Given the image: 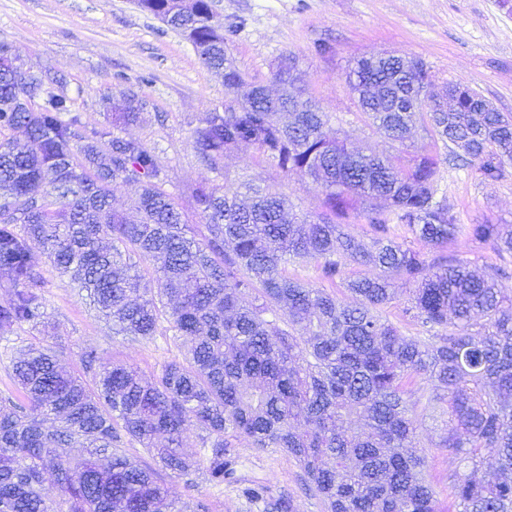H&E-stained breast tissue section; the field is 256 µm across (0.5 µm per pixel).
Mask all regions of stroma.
<instances>
[{
	"label": "stroma",
	"instance_id": "obj_1",
	"mask_svg": "<svg viewBox=\"0 0 512 512\" xmlns=\"http://www.w3.org/2000/svg\"><path fill=\"white\" fill-rule=\"evenodd\" d=\"M217 20L240 22L229 43L238 68L252 81L268 84L287 54L295 55L304 85L319 100L331 121L364 152L399 157L410 164L429 136L414 127L404 143L387 138L359 110L346 74L354 60L372 51H387L423 60L440 95L447 83L479 92L500 112L512 116V12L499 0H213ZM0 43L8 44L25 68L56 76L53 90L71 98L86 128L112 121L102 93L105 88L143 90L148 110L140 122L119 126L151 149L166 174L171 195L196 235L205 226L190 205L191 188L201 183L241 188L250 182L284 193L296 210L310 216L321 210L322 192L310 179L284 176L267 164L256 147L241 143L226 152L223 172L197 158L192 140L206 110L222 106L224 78L199 61L189 41L134 0H0ZM329 53H318L319 44ZM442 184L448 205L461 224L512 225V165L496 182L483 181L471 164H448ZM449 252L477 269L498 265L508 272L503 288L512 289V257L495 255L489 246L462 235ZM49 325L41 334L63 354V363L79 370L78 354L91 345L108 360L138 369L146 378L160 376L163 366L183 349L162 330L138 341L113 334L68 279L42 267ZM413 414L418 421L426 477L440 512L454 505L452 475L461 470L459 456L438 447L448 422L445 405L429 406L430 384H415ZM238 480L216 485L203 480L197 498L209 512H260L242 495L261 484L273 495L290 496L295 512H326L321 497L307 491L299 464L276 448H252L239 439L234 450Z\"/></svg>",
	"mask_w": 512,
	"mask_h": 512
}]
</instances>
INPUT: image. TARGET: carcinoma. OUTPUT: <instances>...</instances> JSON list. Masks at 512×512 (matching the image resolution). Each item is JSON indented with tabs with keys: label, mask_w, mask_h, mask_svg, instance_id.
<instances>
[{
	"label": "carcinoma",
	"mask_w": 512,
	"mask_h": 512,
	"mask_svg": "<svg viewBox=\"0 0 512 512\" xmlns=\"http://www.w3.org/2000/svg\"><path fill=\"white\" fill-rule=\"evenodd\" d=\"M159 17L188 14L172 26L196 47L200 62L224 74L227 98L193 132L198 159L213 170L240 142L257 147L285 176L322 188V213L291 212L282 193L253 190L249 201L219 186L192 191L207 235H188L183 213L162 185L166 174L136 139L108 127L86 132L70 100L44 88L26 100L36 78L0 71V331L48 324L38 261L66 277L96 316L132 340L189 339L183 357L146 381L129 365L82 349L81 370L61 364L41 341L0 353L15 395L0 396V512H186L156 472L127 453L133 442L165 474L195 487L205 463L210 480L235 483L232 439L279 448L304 472L305 485L329 512H438L426 482V457L410 415V380L433 387L448 405L438 447L466 465L453 476L458 512H512V291L499 287L500 267L477 276L454 254L433 258L396 241L391 225L444 248L465 234L512 256V229L456 222L436 199L441 162L422 151L399 169L394 160L349 149L347 137L306 88L296 62L281 58L271 74L281 94L248 82L228 54L237 25L215 22L210 0H138ZM407 75L372 52L347 75L362 114L401 141L418 119L498 181L512 164V116L486 111L483 96L455 85L452 112L429 111V75ZM115 121L133 124L147 100L111 93ZM21 129L20 147L11 133ZM134 193L135 218L112 209V186ZM369 224L370 247L348 232L352 215ZM40 246L35 258L31 244ZM160 258L156 291L140 289L133 257ZM382 274L346 278L341 259ZM316 263L322 280L340 282L347 304L286 273L291 260ZM413 285L405 313L442 334L433 343L408 338L381 316L394 300L391 277ZM245 296L253 297L249 302ZM192 428L203 459L183 450ZM497 453V477H478L485 451ZM52 476L56 496L44 493ZM262 512H294L292 498L262 485L244 489Z\"/></svg>",
	"instance_id": "cac0c4a2"
}]
</instances>
